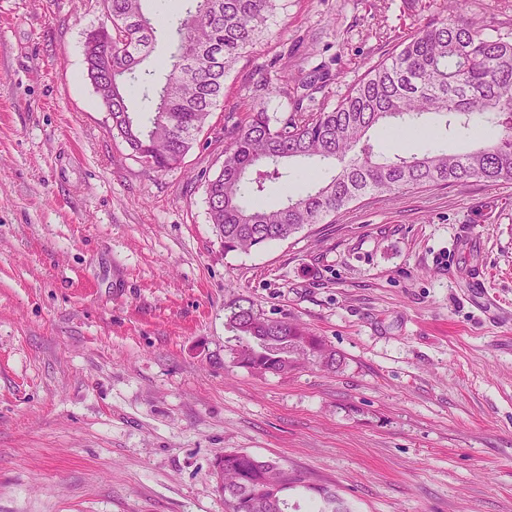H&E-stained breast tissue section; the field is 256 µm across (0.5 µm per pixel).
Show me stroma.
I'll use <instances>...</instances> for the list:
<instances>
[{"mask_svg": "<svg viewBox=\"0 0 512 512\" xmlns=\"http://www.w3.org/2000/svg\"><path fill=\"white\" fill-rule=\"evenodd\" d=\"M444 0H279L182 164L156 172L89 81L101 0H0V512H225L217 456L352 512H512V181L367 198L225 253L205 179L264 84L350 85ZM468 18L512 34V0ZM482 270L481 295L470 274ZM301 322L335 369L234 361L230 304Z\"/></svg>", "mask_w": 512, "mask_h": 512, "instance_id": "1", "label": "stroma"}]
</instances>
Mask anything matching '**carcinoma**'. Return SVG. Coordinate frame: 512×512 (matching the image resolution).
<instances>
[{
    "instance_id": "obj_1",
    "label": "carcinoma",
    "mask_w": 512,
    "mask_h": 512,
    "mask_svg": "<svg viewBox=\"0 0 512 512\" xmlns=\"http://www.w3.org/2000/svg\"><path fill=\"white\" fill-rule=\"evenodd\" d=\"M144 0H102L114 31L101 32L96 62L87 77L129 148L151 169L179 165L220 99L224 78L259 40L277 0H184L170 19L175 51L162 77L145 67L162 21L146 13ZM467 0H448V13L433 16L370 67L329 108L314 94L330 81L321 67L301 73L289 115L271 123L254 103L247 123L224 147V162L205 177L210 222L224 253L286 240L311 224L349 209L366 196H398L414 189L512 181V36H488L465 12ZM141 88L152 118L141 123L129 110L126 90ZM445 130L475 132L487 117L497 137L463 153L429 148L424 153L387 156L370 143L369 131L387 125L402 135L435 138L429 117ZM292 162L334 168L331 177L301 195L286 193L276 208L262 203L267 184L288 182ZM227 325L241 366L257 373H286L297 356L326 367L340 366L335 350L307 326L265 316L246 298L231 306ZM227 512H300L283 499L267 501V488L288 484L303 490L314 512H352L335 492L276 460L226 451L214 462Z\"/></svg>"
}]
</instances>
